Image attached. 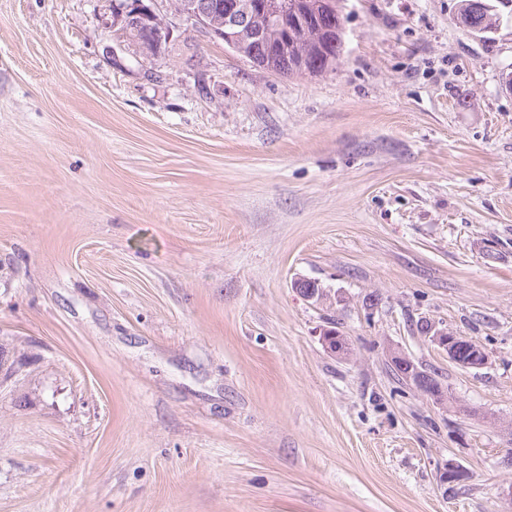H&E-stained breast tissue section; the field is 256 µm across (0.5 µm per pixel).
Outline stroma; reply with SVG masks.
I'll return each mask as SVG.
<instances>
[{
	"instance_id": "obj_1",
	"label": "stroma",
	"mask_w": 512,
	"mask_h": 512,
	"mask_svg": "<svg viewBox=\"0 0 512 512\" xmlns=\"http://www.w3.org/2000/svg\"><path fill=\"white\" fill-rule=\"evenodd\" d=\"M112 5L0 0V512H512V12L340 0L289 78ZM156 0H124L122 7L112 14V28L117 40L125 45L124 33L128 28L135 27L140 37L135 46L146 55L160 54L169 45L177 28L169 19L162 15L156 7ZM492 0H460L458 15L460 24L466 23L469 31L485 33L493 28L497 21V5ZM466 341L468 340L448 332L436 335V342L448 351V357L460 367L477 368L483 366L487 361L486 353L476 343L474 344L479 348H468L465 345ZM395 361L404 370V377L413 382V384L424 394L432 397L433 399H437L442 396L441 386L436 381H428L424 382L419 376V370L414 364L413 360H411L405 354L400 352H392L391 353V361ZM447 400L445 396L439 398L437 402H444Z\"/></svg>"
}]
</instances>
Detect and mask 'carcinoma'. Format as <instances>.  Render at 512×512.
Here are the masks:
<instances>
[{
  "label": "carcinoma",
  "mask_w": 512,
  "mask_h": 512,
  "mask_svg": "<svg viewBox=\"0 0 512 512\" xmlns=\"http://www.w3.org/2000/svg\"><path fill=\"white\" fill-rule=\"evenodd\" d=\"M323 0H301L297 4L301 13L309 15L304 21H286L288 30L273 34L274 42L288 41L282 52L251 53V45L244 47L242 56L256 66L282 76H303L309 65L316 75L336 68L342 54L345 18L336 10L326 11ZM459 20L474 33H485L497 21L496 5L490 0H460Z\"/></svg>",
  "instance_id": "cac0c4a2"
}]
</instances>
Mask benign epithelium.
<instances>
[{
  "label": "benign epithelium",
  "mask_w": 512,
  "mask_h": 512,
  "mask_svg": "<svg viewBox=\"0 0 512 512\" xmlns=\"http://www.w3.org/2000/svg\"><path fill=\"white\" fill-rule=\"evenodd\" d=\"M175 14L205 32L214 40H221L231 49L238 47L243 37L265 48L272 30L285 24L286 3L283 0H179L174 5ZM135 27L140 32L134 42L143 55L159 54L170 44L177 28L156 7V0H124L122 7L112 14V28L117 40L124 42V33ZM436 342L448 351V357L463 368H477L487 361L486 353L479 348H469L466 339L445 332L436 335ZM322 344L332 355L346 354L343 337L334 331L322 336ZM391 360L404 370V377L424 394L441 402V386L435 381L425 382L408 356L392 352Z\"/></svg>",
  "instance_id": "benign-epithelium-1"
}]
</instances>
